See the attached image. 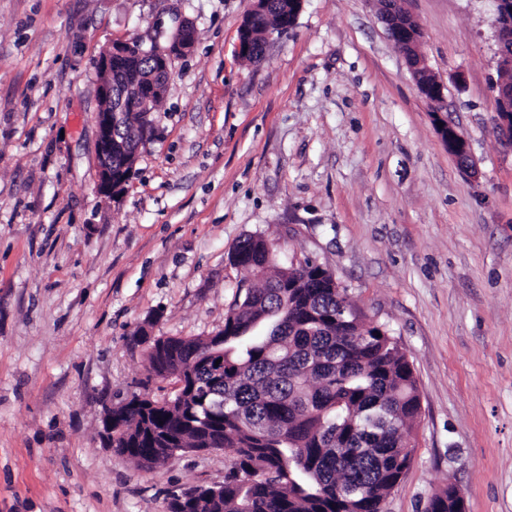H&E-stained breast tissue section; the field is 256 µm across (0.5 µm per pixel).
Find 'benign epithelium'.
<instances>
[{
	"mask_svg": "<svg viewBox=\"0 0 512 512\" xmlns=\"http://www.w3.org/2000/svg\"><path fill=\"white\" fill-rule=\"evenodd\" d=\"M493 2L497 67L512 70V0H493ZM380 17L388 35L401 32L402 41L395 43L401 55H406L408 49L418 51L421 40L420 27L412 16L397 9L396 0H380ZM193 38L192 24L184 21L165 47L146 49L137 39H118L99 56L98 96L102 106L97 113L95 161L97 188L100 192L116 194L126 186V182L116 180L112 174L113 126L119 124L127 109L135 110L145 107L159 92V86L168 84L173 61L188 54L192 48ZM238 51L244 57L253 58L256 63L264 59V55L257 54L255 50L253 35L245 31L239 34ZM144 54H150L156 60L153 71L147 75H142L131 68L123 71L113 69V63L117 61L140 57ZM115 82L124 85L127 91L126 101L116 109L112 108V86ZM419 89L432 103L435 122L438 123L437 131L448 147V151L455 156L464 170L475 172L467 138L443 116L446 110L444 85L434 79L428 83L419 84ZM496 129L506 141L512 144V87L509 88L503 83L497 88Z\"/></svg>",
	"mask_w": 512,
	"mask_h": 512,
	"instance_id": "1",
	"label": "benign epithelium"
}]
</instances>
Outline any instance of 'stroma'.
Here are the masks:
<instances>
[{
    "instance_id": "obj_1",
    "label": "stroma",
    "mask_w": 512,
    "mask_h": 512,
    "mask_svg": "<svg viewBox=\"0 0 512 512\" xmlns=\"http://www.w3.org/2000/svg\"><path fill=\"white\" fill-rule=\"evenodd\" d=\"M253 0H0V512H167L230 457L147 472L100 437L147 373L135 333L222 328L229 254L260 235L329 269L413 364V461L383 512L452 483L512 512V146L495 129L493 0H398L468 138L464 173L378 0H304L256 64ZM192 23L125 191L95 188L98 74L117 38Z\"/></svg>"
}]
</instances>
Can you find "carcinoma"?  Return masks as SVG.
<instances>
[{
    "label": "carcinoma",
    "instance_id": "1",
    "mask_svg": "<svg viewBox=\"0 0 512 512\" xmlns=\"http://www.w3.org/2000/svg\"><path fill=\"white\" fill-rule=\"evenodd\" d=\"M290 0H259L244 18L260 37L294 24ZM135 112L116 136L130 151L112 165L132 171ZM273 245L249 236L234 248L256 285L238 291L211 336H160L146 354L148 372L184 381L181 394L133 397L115 411L112 450L154 469L173 450L232 453L224 482L172 497L168 512H383L409 469L421 401L412 363L397 341L350 308L337 312L336 289L309 260L268 259ZM224 362V370L215 367ZM448 485L425 512H462Z\"/></svg>",
    "mask_w": 512,
    "mask_h": 512
}]
</instances>
